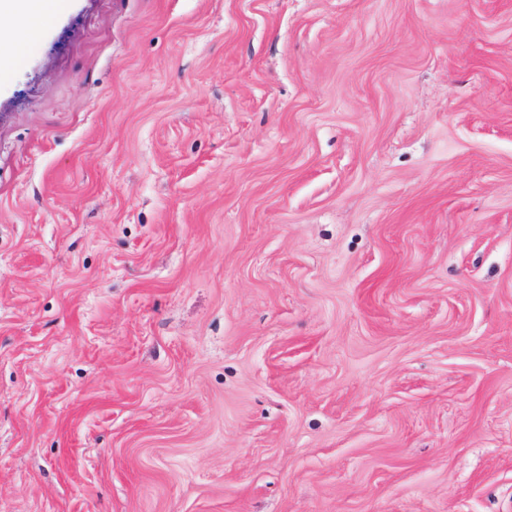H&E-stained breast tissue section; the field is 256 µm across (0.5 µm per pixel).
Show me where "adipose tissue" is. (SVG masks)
<instances>
[{
    "mask_svg": "<svg viewBox=\"0 0 512 512\" xmlns=\"http://www.w3.org/2000/svg\"><path fill=\"white\" fill-rule=\"evenodd\" d=\"M62 8V0H0V80L7 78L28 34L49 24Z\"/></svg>",
    "mask_w": 512,
    "mask_h": 512,
    "instance_id": "obj_1",
    "label": "adipose tissue"
}]
</instances>
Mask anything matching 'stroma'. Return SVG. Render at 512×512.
<instances>
[{"instance_id":"1","label":"stroma","mask_w":512,"mask_h":512,"mask_svg":"<svg viewBox=\"0 0 512 512\" xmlns=\"http://www.w3.org/2000/svg\"><path fill=\"white\" fill-rule=\"evenodd\" d=\"M0 512H512V0H68L0 84Z\"/></svg>"}]
</instances>
